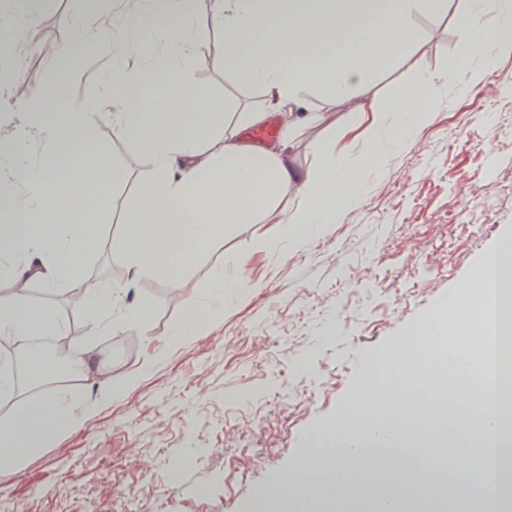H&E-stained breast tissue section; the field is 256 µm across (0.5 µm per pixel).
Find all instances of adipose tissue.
Masks as SVG:
<instances>
[{"mask_svg": "<svg viewBox=\"0 0 512 512\" xmlns=\"http://www.w3.org/2000/svg\"><path fill=\"white\" fill-rule=\"evenodd\" d=\"M468 21L456 59L422 72L417 95L376 105L370 94L373 74L412 53L421 39L419 14L448 11L454 0H213V21L224 29V46L216 55H199L191 37L194 0H121L113 10L111 31L97 40L112 59L102 78V102L81 108L63 107L58 94L24 90L15 103L23 111L9 137L0 142V184L11 200L0 206V265L12 268L14 293L0 297V338L14 347L39 337L64 334L54 309L31 302L26 291L41 261L51 263L53 280L80 276L79 255L98 248L97 220L110 203L105 175L110 156L89 144L101 106L113 107L115 133L136 139L156 165V174L139 188L137 220L128 222L116 247L139 272L169 276L187 258L205 253L211 243L237 224L278 225L284 237L305 245L318 225L337 223L359 201L354 176L335 141L317 148L314 168L299 173L285 165L275 148L243 144L239 131L263 123L269 112L280 117L283 140L303 125L320 121L308 111L304 93L316 88L347 94L360 111L370 113L364 163L379 165L387 145L406 147L426 124L427 100L461 74V62L474 56L512 51V0H468ZM385 41H378L379 33ZM145 38L150 51L137 66L127 62V43ZM244 76L267 93L265 103L241 107L202 92L196 81L201 66ZM45 145L30 152L32 132ZM223 132L219 152H204L203 142ZM90 191L77 202V187ZM296 199L291 211L278 207L282 195ZM249 282L233 278L228 289L207 293L201 308H190L170 333V345L194 335L206 319L223 315L232 294ZM89 335L112 330L144 315L120 309L115 295L96 285L83 290ZM455 343L475 336L495 340L496 362L476 361L468 375L470 401L450 406L443 391L445 368L430 357L437 331ZM428 340L413 337L396 343L383 363L371 369L372 385L354 393L344 413L363 434L397 433L400 448L429 445L430 460L443 451L469 446L487 456L492 437L486 421L496 411L488 395L512 381V235L500 238L481 263L472 289L448 302V320L427 327ZM94 357L81 342L32 364L30 383L42 385L51 374L82 370ZM88 404L74 385L22 402L0 421V467L18 468L50 438L74 426ZM473 414L463 440H449L433 420Z\"/></svg>", "mask_w": 512, "mask_h": 512, "instance_id": "adipose-tissue-1", "label": "adipose tissue"}]
</instances>
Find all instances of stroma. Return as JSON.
Instances as JSON below:
<instances>
[{
  "label": "stroma",
  "instance_id": "35a3bbf8",
  "mask_svg": "<svg viewBox=\"0 0 512 512\" xmlns=\"http://www.w3.org/2000/svg\"><path fill=\"white\" fill-rule=\"evenodd\" d=\"M81 0H45L34 18L48 54L16 66L0 48V71L49 89L59 80L56 56L68 54L77 27L103 19ZM463 11L417 20L419 51L376 73V103L403 95L419 72L457 52ZM111 62L84 56L70 74L67 104L96 100ZM468 69L488 74L491 94L448 87L427 103L431 121L415 144L390 151L359 172L361 201L340 222L321 225L302 248L274 224H238L192 262L182 278L119 277L115 248L140 184L154 177L151 157L115 136L111 115L92 132L119 170L113 203L101 215V244L84 273L124 304H148L144 322L88 336L74 284L31 281L32 302L55 309L68 333L87 339L105 371L76 380L93 407L76 425L28 457L21 470H0V512H254L259 497L291 471L311 434L333 425L369 370L397 340L434 322L449 299L475 277L488 250L512 234V52L479 56ZM199 85L239 105L263 101L241 76L203 67ZM324 124L300 130L286 145L288 166L305 171L325 139L359 157L365 123L353 101L310 88ZM247 267L253 286L222 318L168 347L169 331L187 314L186 297L216 287V273ZM136 384L122 399L105 397L103 378Z\"/></svg>",
  "mask_w": 512,
  "mask_h": 512
}]
</instances>
